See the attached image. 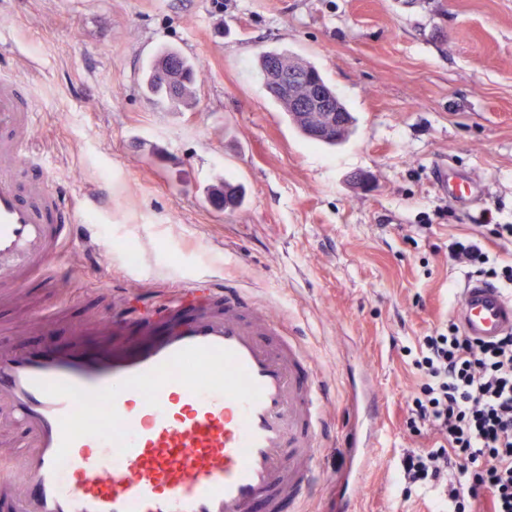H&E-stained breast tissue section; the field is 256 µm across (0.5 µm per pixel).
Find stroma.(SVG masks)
<instances>
[{"label": "stroma", "mask_w": 512, "mask_h": 512, "mask_svg": "<svg viewBox=\"0 0 512 512\" xmlns=\"http://www.w3.org/2000/svg\"><path fill=\"white\" fill-rule=\"evenodd\" d=\"M163 48L198 63L191 107L144 88ZM267 50L320 71L355 118L345 141H310L266 95ZM1 76L37 113L31 153L84 209L53 281L0 305V343L66 344L113 288L141 291L135 316L188 281L230 282L329 393L325 482L282 512H336L358 422L377 430L348 512H433L438 492L398 483L403 454L434 444L404 424L402 349L454 316L452 239L512 224V0H0ZM451 167L477 185L468 204L438 188ZM223 181L243 189L236 211L209 200ZM40 306L59 320L30 323Z\"/></svg>", "instance_id": "35a3bbf8"}]
</instances>
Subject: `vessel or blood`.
I'll return each instance as SVG.
<instances>
[{
    "mask_svg": "<svg viewBox=\"0 0 512 512\" xmlns=\"http://www.w3.org/2000/svg\"><path fill=\"white\" fill-rule=\"evenodd\" d=\"M34 113L0 79V288L48 266L72 242L75 209L30 155ZM441 186L465 202L472 183ZM72 325L71 344L0 345V512H268L323 478L325 391L280 325L242 289L198 280L129 322ZM457 320L492 340L512 333V295L466 280ZM100 336L90 352L84 336Z\"/></svg>",
    "mask_w": 512,
    "mask_h": 512,
    "instance_id": "b4317fda",
    "label": "vessel or blood"
}]
</instances>
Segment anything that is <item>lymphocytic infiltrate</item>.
<instances>
[{"label": "lymphocytic infiltrate", "mask_w": 512, "mask_h": 512, "mask_svg": "<svg viewBox=\"0 0 512 512\" xmlns=\"http://www.w3.org/2000/svg\"><path fill=\"white\" fill-rule=\"evenodd\" d=\"M449 258L466 277L512 286V265L491 267L481 244L456 241ZM412 364L419 384L405 423L437 445L404 455L406 486L447 482V512H512V334L478 341L452 322L419 338Z\"/></svg>", "instance_id": "1"}]
</instances>
